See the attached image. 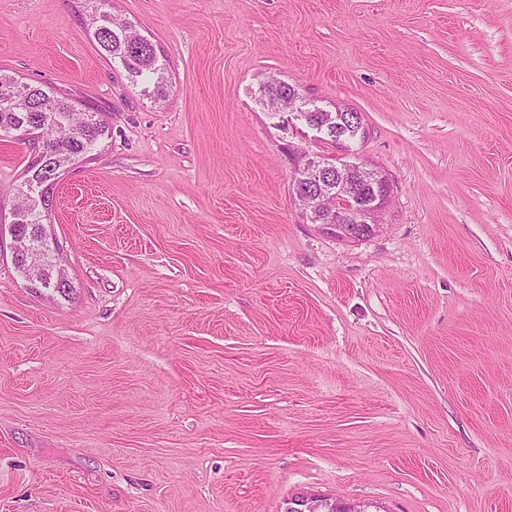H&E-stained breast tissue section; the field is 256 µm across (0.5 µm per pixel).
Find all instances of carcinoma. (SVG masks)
<instances>
[{
	"mask_svg": "<svg viewBox=\"0 0 512 512\" xmlns=\"http://www.w3.org/2000/svg\"><path fill=\"white\" fill-rule=\"evenodd\" d=\"M90 2L94 4L90 25L99 52L120 63L132 83L143 85L144 95L157 100L166 98V66L159 62L154 45L130 23L113 20L107 11L110 0ZM298 95L297 87L271 81L261 86L258 103L272 111L279 102ZM28 120L43 124V156L28 166L26 177L15 188L16 205L21 212L18 234L41 243L47 236V214L42 208L31 206L28 194L49 187L60 170L89 153L105 135L106 126L92 109L82 116L76 115L72 98L53 88L32 86L0 73V129H12ZM43 281L44 289L62 296L71 289L70 280L58 273L51 257L43 268Z\"/></svg>",
	"mask_w": 512,
	"mask_h": 512,
	"instance_id": "carcinoma-1",
	"label": "carcinoma"
}]
</instances>
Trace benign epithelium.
I'll return each instance as SVG.
<instances>
[{
  "label": "benign epithelium",
  "mask_w": 512,
  "mask_h": 512,
  "mask_svg": "<svg viewBox=\"0 0 512 512\" xmlns=\"http://www.w3.org/2000/svg\"><path fill=\"white\" fill-rule=\"evenodd\" d=\"M294 101L295 105L288 111V124L303 122L318 133L331 136L327 127L310 121L309 113L299 98H294ZM4 135L30 142L36 152H41L43 131L39 124L25 126L16 132L6 131ZM284 150L296 173L292 194L294 198L300 199L308 186L323 183L329 165L324 157L311 154L292 142L284 144ZM389 197L390 180L382 170L341 159L336 165V190L329 187L321 189L316 203L305 208V215L311 223L337 236H364L378 228V225L369 223L370 215L381 209ZM10 249L13 259L20 258L22 254L28 256L24 279L32 288L41 287V255L32 243L12 234ZM284 512H370V505L300 494L288 499Z\"/></svg>",
  "instance_id": "benign-epithelium-1"
}]
</instances>
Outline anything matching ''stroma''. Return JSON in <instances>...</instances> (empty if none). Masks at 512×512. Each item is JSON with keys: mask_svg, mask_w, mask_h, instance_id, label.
Returning a JSON list of instances; mask_svg holds the SVG:
<instances>
[{"mask_svg": "<svg viewBox=\"0 0 512 512\" xmlns=\"http://www.w3.org/2000/svg\"><path fill=\"white\" fill-rule=\"evenodd\" d=\"M0 0V71L104 112L49 231L73 283L0 254V512H512V0ZM361 113L374 235L291 194L269 77ZM33 154L0 137V211ZM89 1L95 4L90 25L99 52L108 60L119 62L133 84L144 85V95L155 100L166 98V66L159 63L154 45L130 23L113 20L106 10L111 0ZM364 503H347L341 500H324L315 496L300 494L286 502L284 512H373Z\"/></svg>", "mask_w": 512, "mask_h": 512, "instance_id": "1", "label": "stroma"}]
</instances>
